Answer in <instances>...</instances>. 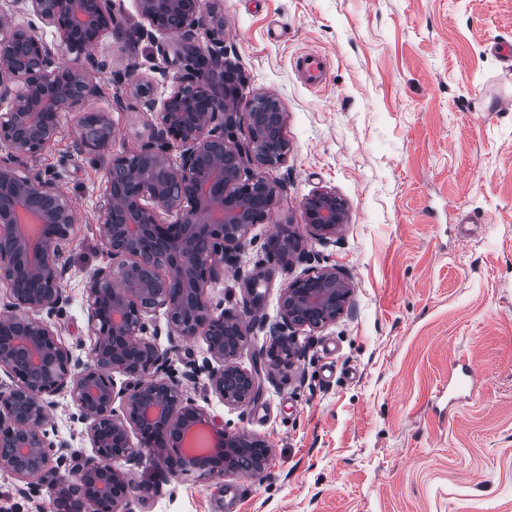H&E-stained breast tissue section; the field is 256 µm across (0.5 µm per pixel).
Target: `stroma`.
<instances>
[{"label": "stroma", "instance_id": "obj_1", "mask_svg": "<svg viewBox=\"0 0 512 512\" xmlns=\"http://www.w3.org/2000/svg\"><path fill=\"white\" fill-rule=\"evenodd\" d=\"M116 23L95 51L105 68L96 111L110 113L111 151L153 137V115L130 87L163 100L194 63L170 54L176 36L131 42L136 0H113ZM224 26L199 31L202 55L235 70L240 101L277 97L291 149L266 170L279 191L251 231L239 273L208 288L214 305L252 325L240 364L262 390L228 406L196 385L229 431L273 450L260 475L223 485L168 475L151 462L133 512H512V0H215ZM326 62L320 85L298 57ZM77 117L30 167L58 179L83 222L69 249V302L55 322L69 347L89 346L84 288L106 266L98 220L106 173L78 152ZM331 190L349 219L335 243L314 239L303 200ZM296 231L303 252L273 242ZM333 266L352 284L343 313L298 336L292 368L270 366L269 328L287 282ZM265 274L252 308L246 285ZM55 441L91 455L85 425L59 397Z\"/></svg>", "mask_w": 512, "mask_h": 512}]
</instances>
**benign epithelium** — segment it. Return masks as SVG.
<instances>
[{
    "label": "benign epithelium",
    "instance_id": "7a95c632",
    "mask_svg": "<svg viewBox=\"0 0 512 512\" xmlns=\"http://www.w3.org/2000/svg\"><path fill=\"white\" fill-rule=\"evenodd\" d=\"M137 9L147 25L130 26L129 39L175 34L181 43L174 53L196 69L162 103L153 142L114 155L109 113L87 109L100 95L93 52L112 31V0H0V370L9 379L0 381V447L14 449L0 454V473L18 481L26 498L37 492L33 477L48 480L54 512H119L131 493L154 490L131 478L146 459L174 477L198 471L221 480L244 453L253 455L257 474L270 459L262 438L224 431L185 382L205 377L229 406H247L260 393L257 372L238 362L251 329L217 311L208 286L237 265L275 202L276 187L264 175L242 173L251 163L268 169L286 161L288 139L275 136L284 112L273 95L248 101L247 142L229 145L240 115L224 85V63L201 56L193 42V32L219 25L214 11L202 0H137ZM21 14L55 28L54 41L15 23ZM67 113L77 115L78 150L98 156L107 170L99 230L108 262L86 281L85 359L53 323L68 302L66 252L80 219L56 180L22 167L53 144ZM174 143L176 159L168 153ZM303 214L325 244L348 223L347 203L333 191L308 196ZM277 249L293 260L301 253L298 235L284 231ZM350 296L334 267L289 280L270 330L272 349L293 357L299 332L336 322ZM160 311L165 350L153 341L161 335L153 323ZM195 336L204 338L208 357L187 362L181 380L159 377L180 343ZM117 374L125 377L120 385ZM60 395L79 410L93 449L80 464L67 444L50 438Z\"/></svg>",
    "mask_w": 512,
    "mask_h": 512
}]
</instances>
